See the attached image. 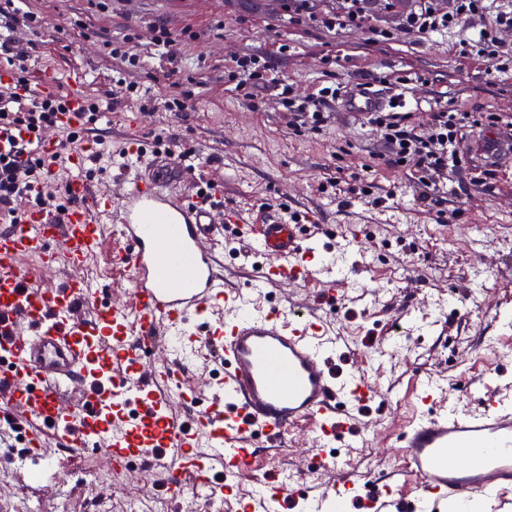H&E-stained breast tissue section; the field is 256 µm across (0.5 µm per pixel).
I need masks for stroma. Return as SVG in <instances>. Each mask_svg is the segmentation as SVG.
I'll return each mask as SVG.
<instances>
[{
	"mask_svg": "<svg viewBox=\"0 0 512 512\" xmlns=\"http://www.w3.org/2000/svg\"><path fill=\"white\" fill-rule=\"evenodd\" d=\"M341 0H315L312 17L295 18L288 0H30L48 18L30 35L29 73L52 71L59 86L81 72L88 95L103 98L121 77L158 100L188 92V109L142 117L129 127L138 101L118 99L106 117L120 153L124 135L142 142L162 137L171 152L199 154L198 177L224 185V204L247 212L268 205L302 207L330 225L338 287L328 317L347 340L335 358L344 375L363 372L381 398L358 411V432L336 449L340 467L359 480L401 468L388 444L400 423L419 410L420 389H435L442 406L472 408L487 392L512 399V162L490 166L474 152L488 133L480 121L462 130L461 162L443 184V202H420L409 170L387 166L379 132L365 120L331 107L323 131L296 133L280 104L274 81L306 95L324 86L373 82L404 94L405 111L422 124L431 112L499 113L497 133L512 135V68L495 71L477 55L456 48L471 18L424 37L403 34L388 0H373L369 28L327 29L322 16ZM82 22L86 37L73 25ZM165 22L176 35L171 47L139 45L142 63L132 73L113 60L111 45ZM264 57L272 84L258 88L261 110L239 97L226 70L235 57ZM372 194L358 198L357 181ZM385 205H375V198ZM401 318L405 333L392 329ZM72 473V486L34 479L17 449L0 447V512H126L139 496L134 474L98 483L104 461L95 455L53 450ZM306 463L308 497L323 489L303 430L293 431L287 457H261L262 470L288 475Z\"/></svg>",
	"mask_w": 512,
	"mask_h": 512,
	"instance_id": "stroma-1",
	"label": "stroma"
}]
</instances>
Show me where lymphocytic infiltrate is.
Masks as SVG:
<instances>
[{"mask_svg":"<svg viewBox=\"0 0 512 512\" xmlns=\"http://www.w3.org/2000/svg\"><path fill=\"white\" fill-rule=\"evenodd\" d=\"M452 3L451 9L443 11L438 8L437 0H418L417 5L402 16L401 25L405 31L422 37L476 16L483 20L475 43L477 55L495 69L512 60V47L501 39L502 32L512 28V0H504L497 10L490 9L488 0H452ZM338 95V88L324 87L299 101L294 98L292 87L286 85L282 88L281 104L290 115L289 124L293 130L317 132L329 118L328 100ZM62 102V96L58 95L24 106L12 93L1 90L0 123L42 135L54 128L55 115ZM470 119V113L445 109L431 113L423 125L411 122L406 112H372L367 117L368 123L381 133L386 164L410 168L419 198L424 202L433 201L436 186L457 168L458 136ZM46 180V166L40 157L20 151L11 156L0 154V208L13 218L35 200L47 211L63 213L67 196L63 189L46 187ZM35 183L44 184L45 190L34 199L29 189Z\"/></svg>","mask_w":512,"mask_h":512,"instance_id":"lymphocytic-infiltrate-1","label":"lymphocytic infiltrate"}]
</instances>
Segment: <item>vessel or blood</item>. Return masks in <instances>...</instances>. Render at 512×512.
Returning a JSON list of instances; mask_svg holds the SVG:
<instances>
[{
  "label": "vessel or blood",
  "instance_id": "b4317fda",
  "mask_svg": "<svg viewBox=\"0 0 512 512\" xmlns=\"http://www.w3.org/2000/svg\"><path fill=\"white\" fill-rule=\"evenodd\" d=\"M56 88L46 75L16 87L0 67V90L24 99ZM86 90L74 78L58 129L86 124ZM390 97L361 84L345 96L349 111L384 109ZM26 147L46 162L60 151L56 135L32 136L0 126V151ZM475 150L495 163L512 142L486 135ZM97 153L94 137L68 157L75 176L62 215L26 209L0 224V426L22 424L28 456L58 486L71 472L42 456L43 440L92 453L111 470L138 464L163 469L172 495L201 487L224 499L235 478L255 481V492L278 505L303 496L304 475L260 477L255 455H278L288 435L309 432L316 465L329 478L313 512H448L473 495L512 492V404L485 394L478 407L445 410L422 390V412L399 426L394 445L403 467L361 483L336 471L327 448L352 425L353 405L380 398L371 377H337L333 353L342 337L327 329L336 286L284 305L261 295L310 280L318 269L328 227L294 224L281 214L262 221L238 208L218 210L223 185L210 199L180 194L160 172L176 166L122 170L91 183L85 173ZM111 236L114 278L95 288L84 278L89 259ZM241 245L234 267L224 262V237ZM66 273L58 286L32 280L30 264ZM184 387L194 416L175 413L169 394Z\"/></svg>",
  "mask_w": 512,
  "mask_h": 512
}]
</instances>
